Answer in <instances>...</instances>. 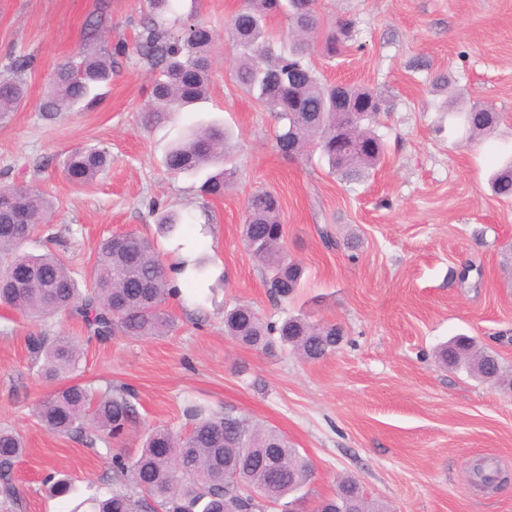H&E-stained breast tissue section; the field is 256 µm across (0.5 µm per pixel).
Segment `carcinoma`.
Wrapping results in <instances>:
<instances>
[{
    "mask_svg": "<svg viewBox=\"0 0 512 512\" xmlns=\"http://www.w3.org/2000/svg\"><path fill=\"white\" fill-rule=\"evenodd\" d=\"M171 0H147L141 18L138 48L141 59L158 74L150 92L147 120L160 122L169 113L196 104L208 94L209 52L216 34L196 21L175 33L159 18ZM299 0H241L226 30L237 54L235 80L254 97L275 121L279 150L292 156L309 148L320 151L329 170L346 183L363 181L380 161L384 143L375 130L380 113L373 111L377 93L336 85L314 68V38L327 57L348 49L352 22L340 19L326 29L319 0L301 10ZM288 14L289 42L273 31L272 18ZM116 61L104 51L83 49L59 64L53 92L40 104L47 119L81 103H93L97 90L112 79ZM31 59H13L0 74V115L18 108L26 99L25 73ZM497 112L478 107L464 111L468 136L474 138L494 125ZM228 134L211 125L190 132L165 155L164 166L175 176L203 175L199 191L222 197L234 179L225 148ZM108 154L96 149H76L65 161L68 178L77 184L95 180L110 165ZM493 191L512 196V162L491 178ZM53 202L28 187H0V305L38 322L67 313L80 318L98 338L110 336L153 337L169 334L174 320L165 309L177 293L154 244L126 233L106 239L97 254L92 279L80 287L68 265L58 256L32 254L26 244L51 213ZM243 240L251 256L264 268V284L275 301L290 298L301 286L303 269L288 257L284 246L281 202L262 189L247 201ZM181 217L168 211L158 215L157 226L172 233ZM224 333L246 348L268 351L291 349L308 361L323 359L343 340L339 327L298 315L280 323L263 320L247 304L224 313ZM30 350L40 362V374L59 382L78 370L82 361L79 342L72 336L28 337ZM441 362L464 368L486 382L493 377L512 389V377L497 354L481 350L467 336H459L439 352ZM38 421L58 434H78L95 445L98 440L122 442L135 423L136 409L125 389L97 393L81 384L59 386L34 409ZM191 428L178 434L155 426L143 437L134 462L112 454V475L119 488L97 502L96 512H261L263 504L280 512H380L370 505L360 483L342 480L336 492L315 500L304 490L314 475L311 461L301 455L278 430L249 423L230 412L208 413L200 406L187 407ZM22 437L0 428V495L12 500L15 461L24 454ZM499 473L482 461L472 469L475 482H489ZM49 494L67 496L73 479L60 473L44 480Z\"/></svg>",
    "mask_w": 512,
    "mask_h": 512,
    "instance_id": "cac0c4a2",
    "label": "carcinoma"
}]
</instances>
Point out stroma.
Listing matches in <instances>:
<instances>
[{"label":"stroma","mask_w":512,"mask_h":512,"mask_svg":"<svg viewBox=\"0 0 512 512\" xmlns=\"http://www.w3.org/2000/svg\"><path fill=\"white\" fill-rule=\"evenodd\" d=\"M240 0H172L170 26L209 24V94L191 112L145 121L153 72L136 48L144 0H0V71L30 56L28 99L0 119V185L33 187L55 209L28 244L44 241L77 280L89 279L104 238L135 232L154 239L165 265L189 263L166 309L176 323L157 338L90 335L74 316L34 323L0 308V427L26 452L13 475L16 500L0 512H92L112 489L111 451L78 435L46 430L32 413L53 389L27 348L30 335L77 337L83 357L73 381L97 391H133L137 420L122 450L138 453L152 427L188 428L189 404L230 411L279 430L310 458L312 496L351 477L387 512H512V393L444 367L437 349L465 334L512 367V197L495 196L492 171L512 156V0H323V19L352 20L349 50L314 55L329 81L382 93L385 155L363 182L348 184L319 154L286 156L274 121L236 84L235 52L223 33ZM99 32H91V22ZM125 43L112 82L93 107L45 119L39 105L55 69L89 46ZM448 76L464 104L492 105L495 128L467 140L435 75ZM221 123L237 178L221 198L202 196L199 178L167 173L162 159L189 128ZM80 147L109 152L112 166L87 184L66 178ZM277 192L290 258L304 268L293 299L275 304L242 237L246 202ZM184 219L157 232L156 210ZM360 239L356 252L325 240ZM204 261L205 275L192 263ZM472 265L467 284L457 274ZM251 305L278 322L304 312L344 332L335 353L307 361L264 353L224 333V310ZM500 471L489 489L473 485L477 460ZM76 491L48 496L51 472Z\"/></svg>","instance_id":"obj_1"}]
</instances>
